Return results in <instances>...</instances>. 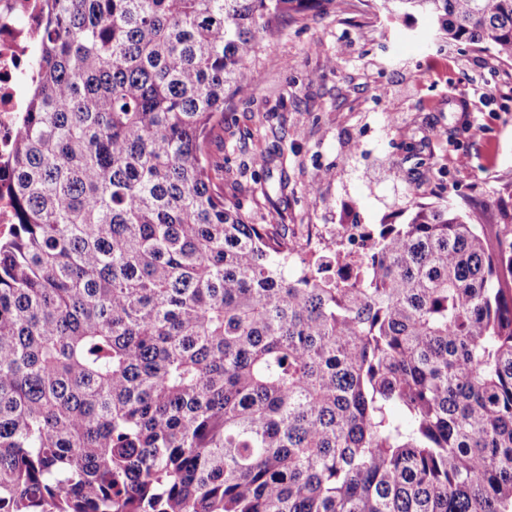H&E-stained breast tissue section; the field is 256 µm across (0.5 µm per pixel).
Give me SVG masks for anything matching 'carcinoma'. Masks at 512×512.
<instances>
[{"instance_id": "carcinoma-1", "label": "carcinoma", "mask_w": 512, "mask_h": 512, "mask_svg": "<svg viewBox=\"0 0 512 512\" xmlns=\"http://www.w3.org/2000/svg\"><path fill=\"white\" fill-rule=\"evenodd\" d=\"M335 0H41L0 240V512H512V210L300 259L212 175ZM512 62V0H379Z\"/></svg>"}]
</instances>
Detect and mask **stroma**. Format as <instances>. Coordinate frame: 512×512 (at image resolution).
<instances>
[{"label": "stroma", "mask_w": 512, "mask_h": 512, "mask_svg": "<svg viewBox=\"0 0 512 512\" xmlns=\"http://www.w3.org/2000/svg\"><path fill=\"white\" fill-rule=\"evenodd\" d=\"M259 76L224 108L208 152L226 199L294 240L373 226L410 201L452 199L495 223L512 205V64L439 48L422 25L343 0L267 42Z\"/></svg>", "instance_id": "stroma-1"}]
</instances>
